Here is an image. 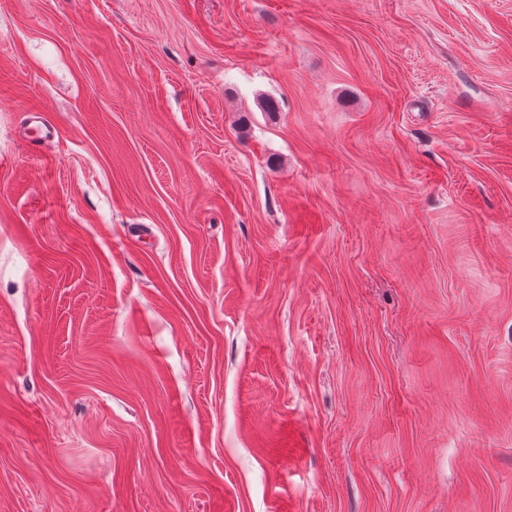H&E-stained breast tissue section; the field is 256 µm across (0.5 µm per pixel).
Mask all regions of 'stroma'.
I'll return each instance as SVG.
<instances>
[{"label": "stroma", "instance_id": "1", "mask_svg": "<svg viewBox=\"0 0 512 512\" xmlns=\"http://www.w3.org/2000/svg\"><path fill=\"white\" fill-rule=\"evenodd\" d=\"M0 512H512V0H0Z\"/></svg>", "mask_w": 512, "mask_h": 512}]
</instances>
